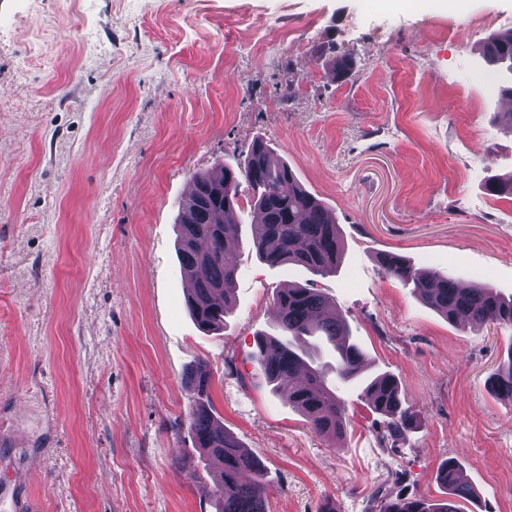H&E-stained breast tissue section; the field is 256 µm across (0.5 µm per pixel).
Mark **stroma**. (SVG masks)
Segmentation results:
<instances>
[{
  "mask_svg": "<svg viewBox=\"0 0 512 512\" xmlns=\"http://www.w3.org/2000/svg\"><path fill=\"white\" fill-rule=\"evenodd\" d=\"M510 28L512 0H0V480L40 512H216L186 421L203 361L271 512L439 499L447 459L463 512H512V403L491 387L512 328L449 323L381 263L512 295V198L486 189L512 173V98L480 59ZM257 138L335 212L344 259L269 267L241 193L236 302L206 333L177 205ZM291 285L400 380L413 425L393 445L359 382L336 385V448L272 393L250 354Z\"/></svg>",
  "mask_w": 512,
  "mask_h": 512,
  "instance_id": "1",
  "label": "stroma"
}]
</instances>
